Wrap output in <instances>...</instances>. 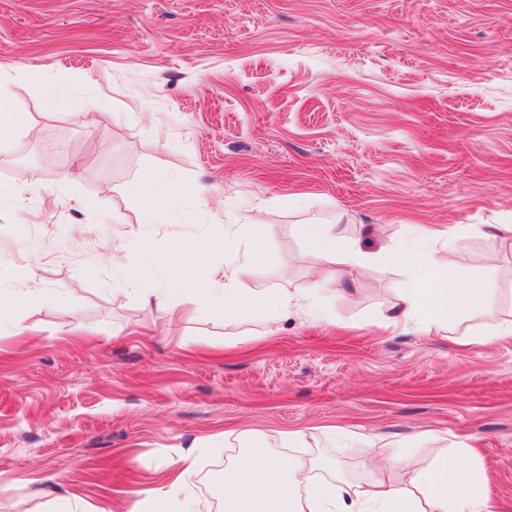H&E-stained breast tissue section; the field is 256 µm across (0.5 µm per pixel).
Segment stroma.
I'll return each mask as SVG.
<instances>
[{"mask_svg": "<svg viewBox=\"0 0 512 512\" xmlns=\"http://www.w3.org/2000/svg\"><path fill=\"white\" fill-rule=\"evenodd\" d=\"M1 81L27 126L0 142V287L43 297L0 328V512H47L53 472L125 512L184 456L195 512H217L247 448L359 485L371 443L472 446L512 512V337L480 341L470 313L384 323L401 250L464 254L458 287L512 310V0H0ZM155 169L183 192L144 224L128 187ZM312 224L363 264L316 267ZM195 238L215 267L270 252L248 288L304 309L229 322L185 296L173 317L144 302L164 272L111 262Z\"/></svg>", "mask_w": 512, "mask_h": 512, "instance_id": "1", "label": "stroma"}]
</instances>
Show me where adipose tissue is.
I'll return each mask as SVG.
<instances>
[{"instance_id":"1","label":"adipose tissue","mask_w":512,"mask_h":512,"mask_svg":"<svg viewBox=\"0 0 512 512\" xmlns=\"http://www.w3.org/2000/svg\"><path fill=\"white\" fill-rule=\"evenodd\" d=\"M131 194L144 202L142 220L154 223L158 200L180 194L182 186L160 170L132 183ZM309 236L316 247L313 263L333 259L348 267L359 265L361 255L339 235L336 225L312 224ZM210 244L205 240L181 242L153 253L150 267L171 276L168 312H175L174 301L184 295L196 297L198 311L206 315L214 309L241 315L263 303L260 293L243 288L257 261H270L269 253L250 251L225 262L223 267L204 264ZM410 274L402 287L394 317L398 320L429 318L441 323L456 321L464 310L482 311L490 320L482 336L493 342L512 335V318H501L488 307L483 289L461 291L456 286L457 264H444L434 252L404 253ZM402 466L408 475L401 484L386 478L385 470ZM366 466L373 477L363 486L351 488L341 483L328 486L313 481L307 468L288 457L273 455L264 448L249 449L224 471L223 512H496L488 490V477L481 464L461 462L459 456L440 454L429 464L416 456L396 455L383 448L366 450ZM194 462L184 457L169 486L149 503L130 512H193L189 479Z\"/></svg>"}]
</instances>
